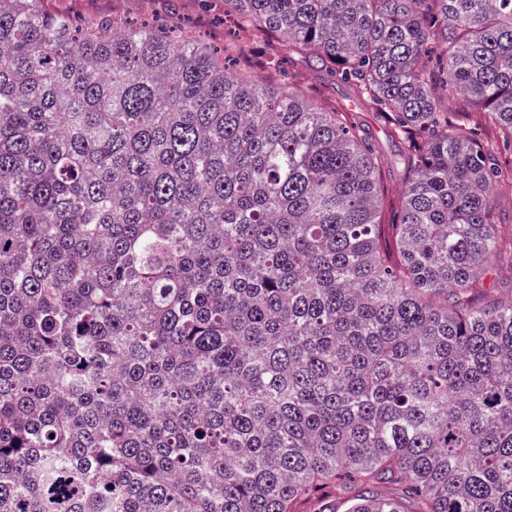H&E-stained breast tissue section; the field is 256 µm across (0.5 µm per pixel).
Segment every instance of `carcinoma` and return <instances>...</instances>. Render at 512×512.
Here are the masks:
<instances>
[{
  "instance_id": "obj_1",
  "label": "carcinoma",
  "mask_w": 512,
  "mask_h": 512,
  "mask_svg": "<svg viewBox=\"0 0 512 512\" xmlns=\"http://www.w3.org/2000/svg\"><path fill=\"white\" fill-rule=\"evenodd\" d=\"M224 11L400 204L234 41L0 0V512H512V0ZM246 52L250 60L280 62L286 78H288V70L293 76L290 79L291 86L306 92L309 98L318 106L336 107L349 112H357L359 120L370 129L377 150L391 159L393 163L399 162L400 145L391 140L385 127L376 120L371 112L361 110L352 102L347 86L333 84L330 78L319 72L311 58L296 55L293 62L288 63V47L284 43L270 47L264 42L252 41L247 44Z\"/></svg>"
}]
</instances>
